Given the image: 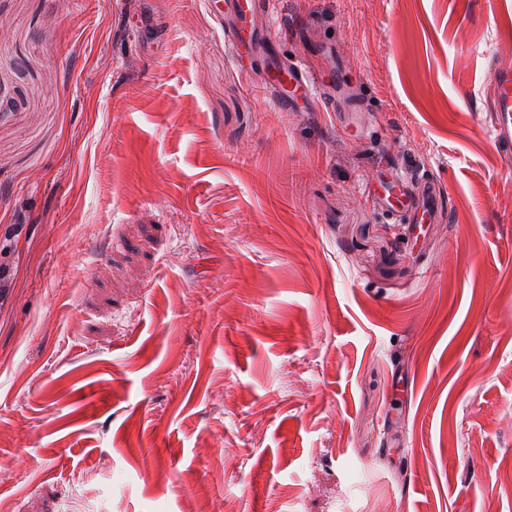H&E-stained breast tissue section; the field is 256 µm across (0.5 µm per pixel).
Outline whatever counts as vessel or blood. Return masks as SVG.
<instances>
[{"label":"vessel or blood","mask_w":512,"mask_h":512,"mask_svg":"<svg viewBox=\"0 0 512 512\" xmlns=\"http://www.w3.org/2000/svg\"><path fill=\"white\" fill-rule=\"evenodd\" d=\"M225 8L238 18L236 28L230 31L228 40L238 57L250 56L267 37L266 28L257 22L264 15V0H226ZM266 79L279 90V102L298 104L317 97L322 90L319 78L298 64L270 57ZM493 137L498 145L512 147V68L493 67L488 72ZM389 180L381 184L377 193L386 216L400 224L410 219L413 212H421L430 218L441 217L439 192L436 186L421 180L415 183L403 179L397 171H389Z\"/></svg>","instance_id":"obj_1"}]
</instances>
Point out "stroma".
I'll return each mask as SVG.
<instances>
[{"mask_svg": "<svg viewBox=\"0 0 512 512\" xmlns=\"http://www.w3.org/2000/svg\"><path fill=\"white\" fill-rule=\"evenodd\" d=\"M266 2L0 0V512H512V0ZM264 0H226L225 9L234 13L238 25L228 34V40L238 57H249L267 38V28L256 26L264 16ZM266 79L279 90L277 104L298 105L317 97L322 90V81L298 64L285 62L275 56L269 57ZM490 100L487 112H491L494 140L499 146L512 147V68L494 66L488 72ZM390 181L381 183L377 192L381 207L386 216L394 224H403L405 220H410L411 214L419 210L430 218L438 219L442 215V209L439 206V195L436 186L427 180L416 182L421 193L414 192V183L403 179L395 169H391L386 174Z\"/></svg>", "mask_w": 512, "mask_h": 512, "instance_id": "stroma-1", "label": "stroma"}]
</instances>
